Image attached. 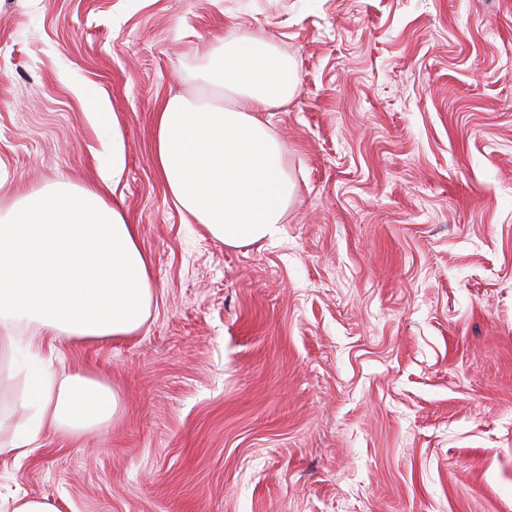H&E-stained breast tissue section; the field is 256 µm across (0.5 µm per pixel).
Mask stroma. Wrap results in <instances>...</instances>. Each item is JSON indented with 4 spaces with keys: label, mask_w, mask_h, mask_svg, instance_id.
I'll return each instance as SVG.
<instances>
[{
    "label": "stroma",
    "mask_w": 512,
    "mask_h": 512,
    "mask_svg": "<svg viewBox=\"0 0 512 512\" xmlns=\"http://www.w3.org/2000/svg\"><path fill=\"white\" fill-rule=\"evenodd\" d=\"M245 34L297 68L264 114L296 198L229 248L167 193L155 109ZM116 125L151 315L58 343L120 414L0 454L1 506L512 512V0H0V214L98 182ZM10 509L11 512H60L54 501H51L46 497H15L10 503Z\"/></svg>",
    "instance_id": "1"
}]
</instances>
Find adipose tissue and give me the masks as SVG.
<instances>
[{
    "label": "adipose tissue",
    "mask_w": 512,
    "mask_h": 512,
    "mask_svg": "<svg viewBox=\"0 0 512 512\" xmlns=\"http://www.w3.org/2000/svg\"><path fill=\"white\" fill-rule=\"evenodd\" d=\"M212 98L173 95L155 111V156L178 208L225 246L275 239L295 184L260 112L288 101L294 65L244 35L204 67ZM244 99L228 107L225 93ZM154 287L135 225L99 190L57 182L21 197L0 217V318L26 338L0 333V356L27 348L24 421L6 445L24 456L44 432L78 437L117 414L119 396L82 372L55 380L50 355L65 339H125L150 316Z\"/></svg>",
    "instance_id": "obj_1"
}]
</instances>
